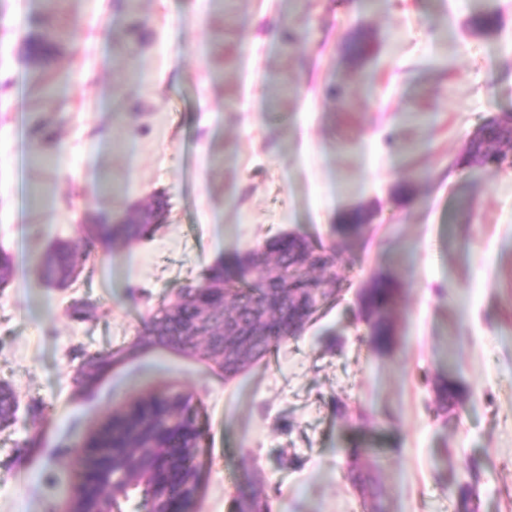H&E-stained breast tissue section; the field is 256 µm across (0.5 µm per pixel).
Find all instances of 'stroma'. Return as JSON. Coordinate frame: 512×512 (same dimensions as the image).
I'll use <instances>...</instances> for the list:
<instances>
[{"mask_svg": "<svg viewBox=\"0 0 512 512\" xmlns=\"http://www.w3.org/2000/svg\"><path fill=\"white\" fill-rule=\"evenodd\" d=\"M496 6L485 30L480 0H0V247L17 261L0 383L19 404L0 429V512H68L80 444L152 391L190 393L207 429L192 512H229L257 474L267 512H363L354 446L380 450L389 512H459L446 478L468 462L476 512H512V166L458 163L512 113V0ZM36 19L58 36L43 70L27 59ZM158 191L151 239L79 245L81 275L45 288L34 261L54 240ZM357 206L372 223L338 235ZM283 231L334 252L341 288L279 350L228 380L158 346L76 385L82 354L129 343L218 256ZM378 275L403 288L389 354L360 311ZM79 295L99 302L84 321ZM441 379L470 393L457 414L436 412Z\"/></svg>", "mask_w": 512, "mask_h": 512, "instance_id": "obj_1", "label": "stroma"}]
</instances>
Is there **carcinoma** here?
Returning a JSON list of instances; mask_svg holds the SVG:
<instances>
[{"instance_id":"1","label":"carcinoma","mask_w":512,"mask_h":512,"mask_svg":"<svg viewBox=\"0 0 512 512\" xmlns=\"http://www.w3.org/2000/svg\"><path fill=\"white\" fill-rule=\"evenodd\" d=\"M52 39L49 33L29 42L28 54L48 63L52 57ZM369 52L366 41L354 38L347 45L353 61L361 63ZM501 138L499 129H490L473 142L462 156L467 164L499 166L507 154L490 150L489 144ZM365 221V209L359 207L345 213L336 231L351 237L359 234ZM159 225L98 215L92 223L82 225L86 239L110 249L119 244H133L151 238ZM77 245L69 241L58 242L38 264L40 280L52 287L65 288L75 278V253ZM306 250L314 257L313 267L325 270L334 263V256L321 245L289 233L270 237L260 249L232 251L202 273L201 281L183 286L172 301H163L151 314L147 333L136 337L128 347H119L105 353L83 355L76 369L74 380L84 387L96 384L112 366L147 348L161 346L183 350L184 337H198L192 352L207 361H214L232 379L246 365L255 363L288 338V310L293 299L309 298L305 320L318 311L321 303L330 296L326 281L308 271L294 270L297 251ZM16 263L14 255L0 249V290L14 281ZM401 295L398 284L386 277L374 278L360 295L363 317L371 331V344L380 353H387L395 346L396 330L392 311ZM95 304L88 297L72 299L70 315L83 321L92 315ZM233 321L249 331L261 333L259 339L244 349L234 363L220 360L222 354L220 335L224 323ZM438 401L437 413L463 406L465 394L450 382L443 381L435 387ZM17 408L12 389L0 384V422L14 420ZM203 428L192 409L191 396L182 392H151L141 395L104 422L90 436L87 446L102 449L94 455L79 458L81 472L92 470L103 478L122 476L126 490L121 497L110 501V512H159L160 496L168 491L187 497L197 492L198 481L194 461L197 448L201 447ZM156 447L174 460L175 470L182 481L179 485H166L155 477L140 475L143 471L138 452ZM347 456L348 475L358 487L366 512H388L378 482L379 466L372 456H364V449L350 448ZM463 509H469L471 498L478 496L475 482H462L453 477ZM264 481L247 489L238 490L232 500L231 512H259L264 501Z\"/></svg>"}]
</instances>
